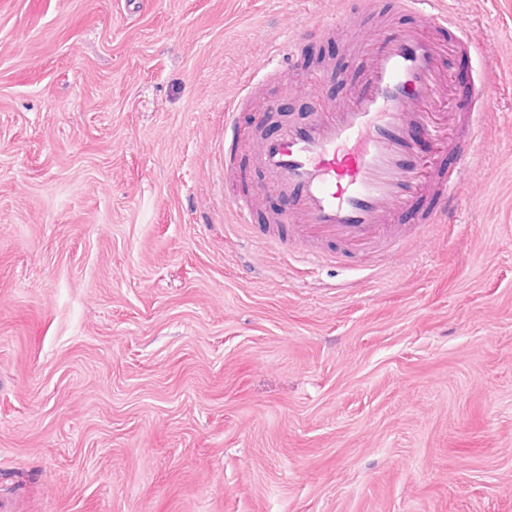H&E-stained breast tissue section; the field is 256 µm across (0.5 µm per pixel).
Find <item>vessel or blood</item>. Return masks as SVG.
Wrapping results in <instances>:
<instances>
[{
  "mask_svg": "<svg viewBox=\"0 0 512 512\" xmlns=\"http://www.w3.org/2000/svg\"><path fill=\"white\" fill-rule=\"evenodd\" d=\"M395 5L413 24L380 35L346 98L256 146L258 168L296 205L275 246L311 239L325 245L312 258L361 254L382 269L400 250L405 211L418 208L430 227L453 221L457 188L476 156L487 86L450 66L452 55L477 53L464 17L442 11L439 0ZM442 30L448 42L437 39ZM449 155L456 164L447 169Z\"/></svg>",
  "mask_w": 512,
  "mask_h": 512,
  "instance_id": "vessel-or-blood-1",
  "label": "vessel or blood"
}]
</instances>
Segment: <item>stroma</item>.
I'll return each mask as SVG.
<instances>
[{
    "label": "stroma",
    "instance_id": "stroma-1",
    "mask_svg": "<svg viewBox=\"0 0 512 512\" xmlns=\"http://www.w3.org/2000/svg\"><path fill=\"white\" fill-rule=\"evenodd\" d=\"M445 3L482 151L373 271L280 259L252 152L346 95L389 0H0V512H512V0ZM259 75L264 76L266 73L259 70L256 75L250 76L241 87L238 98L233 103L224 107V151L226 143L233 141L235 137L234 113L239 109L238 102L250 95L254 86L259 82V79H256Z\"/></svg>",
    "mask_w": 512,
    "mask_h": 512
}]
</instances>
